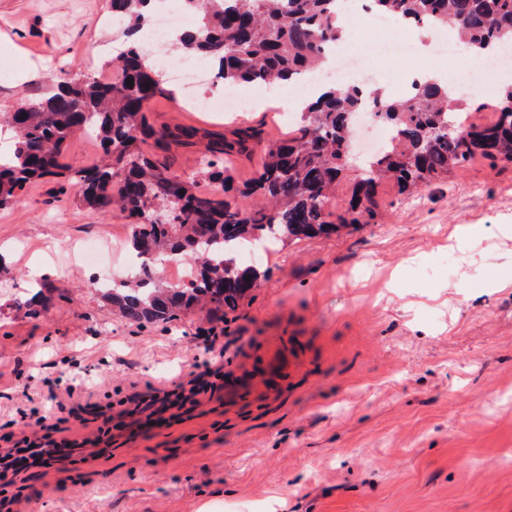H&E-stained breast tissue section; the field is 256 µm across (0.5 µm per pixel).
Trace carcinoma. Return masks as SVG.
<instances>
[{"label": "carcinoma", "instance_id": "1", "mask_svg": "<svg viewBox=\"0 0 512 512\" xmlns=\"http://www.w3.org/2000/svg\"><path fill=\"white\" fill-rule=\"evenodd\" d=\"M153 2L111 0L112 17L121 19L130 37L150 23ZM182 2L195 25L182 29L175 47L207 58L226 85L296 83L322 67L328 48L341 39L339 0ZM368 2L375 12L417 27L452 26L471 50L512 45V0ZM150 59L134 39L112 60V79L62 71L49 93L24 94L0 117L16 140L10 158L0 163V209L27 185L48 178L62 196L76 190L89 209L126 215L142 274L135 284H114L102 294L130 323H166L199 306L210 313L235 310L259 274L251 266L229 265L227 245L267 239L284 244L367 224L375 219L376 188L384 179L409 191L477 156L512 164V112L462 99L450 110L448 85L439 82L416 83L398 99L362 84L332 86L274 140L252 126L224 135L195 127L156 129L148 118L150 103L163 96L173 100L175 91L162 83ZM365 108L396 130L397 142L362 168L335 223L328 203L348 166L350 118ZM459 111H490L493 118L460 128L453 121ZM78 132L94 136L102 159L72 168L64 158ZM174 146L198 147L197 175L174 169ZM258 149L253 176L234 186L230 161L249 159ZM175 256L193 262L191 285L154 274L157 262Z\"/></svg>", "mask_w": 512, "mask_h": 512}]
</instances>
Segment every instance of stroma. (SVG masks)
<instances>
[{
  "label": "stroma",
  "instance_id": "35a3bbf8",
  "mask_svg": "<svg viewBox=\"0 0 512 512\" xmlns=\"http://www.w3.org/2000/svg\"><path fill=\"white\" fill-rule=\"evenodd\" d=\"M110 0H0V112L47 92L61 69L107 75L122 48ZM371 85L392 61L384 30L352 38ZM28 79H20L22 71ZM248 112L164 97L155 127L216 134L262 124L281 136L287 87ZM370 224L274 247L263 276L224 319L192 312L136 325L115 314L81 243L103 215L54 182L0 210V425L31 433L61 403L71 455L0 482L13 512H512V165L475 159L420 192L377 188ZM478 226L459 247L458 227ZM453 267L417 269L437 253ZM44 277L38 316L25 301ZM222 324L221 372L164 424L134 413L145 386L169 388Z\"/></svg>",
  "mask_w": 512,
  "mask_h": 512
}]
</instances>
